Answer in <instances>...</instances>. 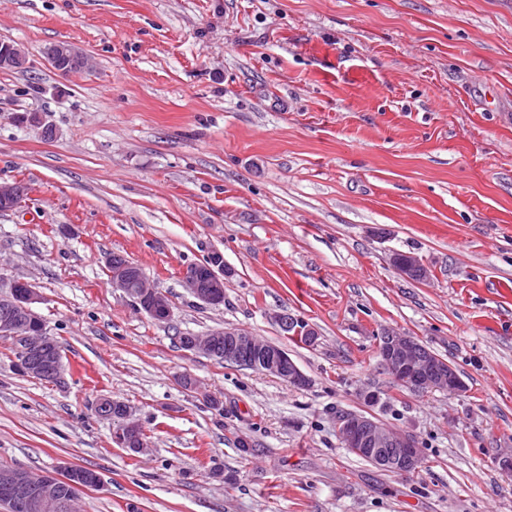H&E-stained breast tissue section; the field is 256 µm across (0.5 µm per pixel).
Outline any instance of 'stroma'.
<instances>
[{
  "mask_svg": "<svg viewBox=\"0 0 512 512\" xmlns=\"http://www.w3.org/2000/svg\"><path fill=\"white\" fill-rule=\"evenodd\" d=\"M0 40L28 56L0 69V181L27 188L0 210V274L35 286L63 355L59 381L23 377L0 338V466L96 471L81 512H512V0H0ZM60 42L94 69L55 71ZM214 251L219 306L182 279ZM114 254L167 321L112 287ZM222 328L310 385L178 344ZM385 328L465 391L395 383ZM103 397L146 452L113 444ZM351 412L413 434L419 471L344 448ZM393 268L402 276L415 281H426L431 270L417 256L394 252L390 257ZM117 258L110 257L107 265L110 273V282L113 288L131 294L130 283L143 279L140 271L127 263L116 262ZM138 298L135 300L138 309L152 319L161 321L169 317L171 306L165 296L152 288L146 280H141ZM111 404L112 399L105 398L100 400L95 407L98 415L112 416L113 423L117 425L122 421V408L120 404H117L112 409ZM122 407L125 412L124 420L120 424V427H117L114 431L113 442L119 447L141 452L144 448L149 447V441L144 438L143 434L145 432L142 427L133 420L132 407L127 404H124Z\"/></svg>",
  "mask_w": 512,
  "mask_h": 512,
  "instance_id": "1",
  "label": "stroma"
}]
</instances>
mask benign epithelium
I'll return each mask as SVG.
<instances>
[{"label":"benign epithelium","instance_id":"7a95c632","mask_svg":"<svg viewBox=\"0 0 512 512\" xmlns=\"http://www.w3.org/2000/svg\"><path fill=\"white\" fill-rule=\"evenodd\" d=\"M47 62L65 75L91 68L90 57L79 53L66 43L54 44L45 50ZM27 64L26 53L15 43L0 41V67L11 68ZM26 194L20 182H0V205L14 207ZM393 268L402 276L415 281L430 278L431 270L418 257L394 252L390 257ZM112 287L131 293L130 283L140 281L136 303L138 309L152 319L161 321L169 317L171 306L165 296L142 280L134 266L119 263L111 257L107 262ZM230 269L221 253H213L210 263L190 265L183 271L185 288L200 302L218 306L224 299V281ZM39 295L34 286L0 274V337L15 344V369L27 376L54 382L61 373L62 355L49 347L41 315L35 304ZM226 336L224 359L255 368L287 382L294 387L309 385L311 379L301 371L283 349L257 339L244 329H219L197 336L184 344L185 350L213 356L214 337ZM379 343L380 365L396 382L417 393L441 391L459 394L465 384L447 361L436 356L415 337L385 329ZM124 420L113 434V442L136 452L149 447L144 430L133 420L132 407L123 405ZM338 435L343 447L371 463L391 472L406 474L420 465L422 451L415 437L397 430L384 421L360 413H347L340 419ZM76 468L66 467L63 474H44L37 478L28 471L0 468V492L12 498L14 512H52L59 507L58 483L68 481Z\"/></svg>","mask_w":512,"mask_h":512}]
</instances>
